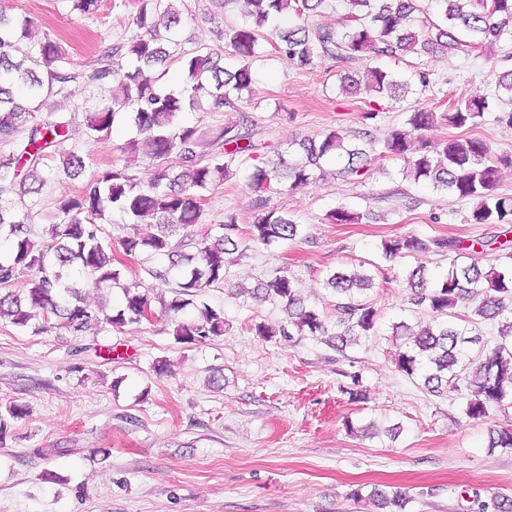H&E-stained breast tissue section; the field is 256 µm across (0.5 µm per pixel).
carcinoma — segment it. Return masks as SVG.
Returning a JSON list of instances; mask_svg holds the SVG:
<instances>
[{
	"mask_svg": "<svg viewBox=\"0 0 512 512\" xmlns=\"http://www.w3.org/2000/svg\"><path fill=\"white\" fill-rule=\"evenodd\" d=\"M176 0H140L133 24L140 34L131 38L120 56L102 58L89 73L69 72L63 48L45 37L32 41L33 22L6 17L0 10V140L10 142L27 131L21 153L0 155V239L10 242L8 254L0 260V320L22 329L45 333L53 329L81 336L91 326L105 323L113 328L142 321V311L152 306L148 292L139 282H121L123 271L112 244L101 241L98 226L118 213L130 220L155 218L152 231L142 237H122L118 245L126 256L146 254L162 260V266L148 274L164 284L175 277L171 299L156 296L160 314L172 325V336L181 344H197L224 335V311L210 307L202 297L206 290L224 282L226 256L238 251L239 227L236 217L225 216L214 233L196 239L179 232L199 222L201 192L221 184L236 174L233 162L243 155L266 148L255 138L254 124L228 120L224 127L209 133L210 154L198 151L202 133L196 125L179 123L186 110H199L203 102L240 111L243 93L252 92V63L262 42L275 37L277 50L291 64L307 68L319 56L341 60H370L375 54L414 53L444 55L469 39V46L490 51L498 38L512 28V0H439V21L415 19L421 12L418 0H347L348 16L343 31L330 27L296 24L278 28L277 21L292 10L306 17L324 9L328 0H233L241 4L243 21L224 27V45L239 61L233 71L220 66V59L206 47L179 49L176 39L181 17ZM128 57L130 62L123 64ZM180 63L181 83L168 89L146 75L166 67L172 58ZM365 82L356 75H340L342 90L357 94L364 88L377 94H392L407 85L381 67H365ZM104 85L117 79L121 94L83 116L91 135L109 134L121 121L132 123L144 136L154 172L144 180L114 168L84 182L74 195L56 204L54 220L45 233L49 242L34 237L28 216L20 214L18 203L40 193L46 182L45 151L62 158V169L71 179L84 176L88 162L73 148H66L76 115L58 102L41 111L39 100L53 94L54 84L77 79ZM488 109L484 98L457 102L446 112L417 109L409 113L407 130H393L381 141L365 131L359 140L369 147L382 144V153L401 157L404 172L413 182H424L437 192H446L474 203L471 213L476 224L498 226L487 240L471 243L448 238L423 239L404 234L384 241V258L393 261L418 253H435L454 259L446 274L432 282L422 265L408 270V300L431 314V322L413 331L405 322L392 324L391 339L405 337L404 349L396 350L394 363L404 376L419 378L432 393L448 389L466 391L464 412L472 420H483L490 412L512 409V252L504 261L482 263L490 246L512 232V198L496 193L499 170L490 164L489 147L479 138H457L436 145L412 147V136L437 124L454 128L474 127ZM294 152L277 154L270 168L254 167L248 175L250 186L265 191L285 180L298 189L324 177V164L339 159V174L361 180L368 168V153L337 131L322 138H305ZM257 214L249 225V241L270 245L292 241L300 225L288 215L256 200ZM333 224H357L363 215L339 206L328 215ZM27 276L25 287L11 285ZM94 288L117 285L122 291L119 306L87 303L82 284ZM335 298V319L305 304L288 271L274 270L250 292L257 302L279 303L285 318L278 325H255L257 335L322 336L332 349L379 335L378 309L364 298L374 287V277L366 272L337 271L326 279ZM193 307L195 318L182 319L180 313ZM497 323V339L490 343L480 331L485 322ZM25 416L21 405L13 404L0 414V445L8 419ZM490 447L512 450V424L491 430ZM369 499L379 512H403L406 500L398 491L374 489ZM480 512H512V496L499 495L482 503Z\"/></svg>",
	"mask_w": 512,
	"mask_h": 512,
	"instance_id": "obj_1",
	"label": "carcinoma"
}]
</instances>
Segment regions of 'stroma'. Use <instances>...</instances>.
<instances>
[{"instance_id": "stroma-1", "label": "stroma", "mask_w": 512, "mask_h": 512, "mask_svg": "<svg viewBox=\"0 0 512 512\" xmlns=\"http://www.w3.org/2000/svg\"><path fill=\"white\" fill-rule=\"evenodd\" d=\"M0 6L32 18L33 36L56 39L71 68L82 72L136 32L138 0H101L90 17L72 12L68 0ZM177 7L183 49L219 50L221 66L235 69L218 33L239 21V8L221 9L214 0H178ZM369 64L407 82L409 93H342L339 74ZM252 70L253 96L242 110L262 140L282 149L332 130L352 136L366 129L381 139L403 128L414 109L443 111L460 99L487 98L477 126L437 125L421 137L432 144L483 139L499 170L498 194L512 196V103L502 102L498 87L512 72V35L489 53L463 47L437 58L324 57L310 69L267 45ZM136 135L133 126L119 125L94 138L79 122L68 145L88 156V174L124 166L145 178L153 168L146 147L122 150ZM267 160L246 159L236 176L206 191L191 234L201 236L229 213L247 230L257 197L247 176ZM402 168V159L375 152L362 180L330 170L299 189L275 186L269 207L294 216L303 232L271 246L247 243L224 283L207 290L206 303L223 309L226 322L214 340L176 343L161 318L81 336L36 334L0 321V411L13 403L28 408L0 444V512H376L368 495L377 487L405 494V512H477L479 502L512 495V451L489 446L491 429L512 423V410L468 419L460 392H428L395 368L392 324L430 319L408 301L407 270L423 265L436 273L450 261L426 253L388 262L382 242L406 233L466 242L494 232L471 223V201L405 179ZM46 171L30 210L38 234L57 201L82 186L63 173L59 157L47 159ZM339 206L362 214L361 223H330L329 211ZM341 267L372 272L368 298L381 315L379 337L339 353L309 336L256 335L255 324H276L285 313L253 301L247 289L282 268L306 303L329 313L333 298L324 279ZM161 360L169 370L159 375L153 367ZM355 381L364 402L348 399Z\"/></svg>"}]
</instances>
